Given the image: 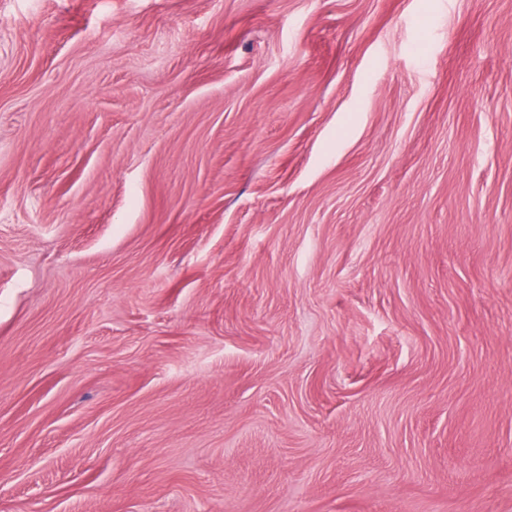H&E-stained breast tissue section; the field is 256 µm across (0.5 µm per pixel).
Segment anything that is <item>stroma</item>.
<instances>
[{"instance_id": "obj_1", "label": "stroma", "mask_w": 512, "mask_h": 512, "mask_svg": "<svg viewBox=\"0 0 512 512\" xmlns=\"http://www.w3.org/2000/svg\"><path fill=\"white\" fill-rule=\"evenodd\" d=\"M0 512H512V0H0Z\"/></svg>"}]
</instances>
